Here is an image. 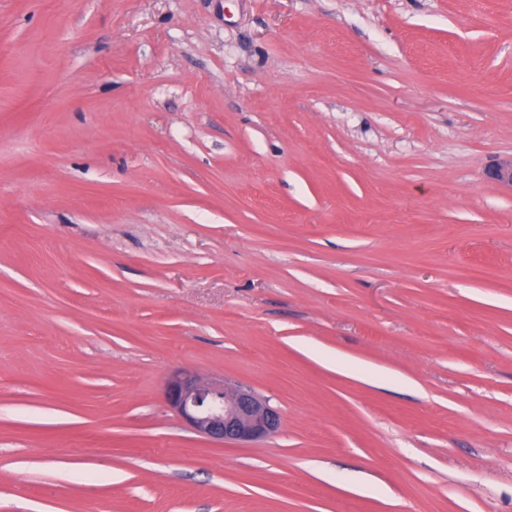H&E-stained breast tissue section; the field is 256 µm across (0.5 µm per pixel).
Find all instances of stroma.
<instances>
[{
  "instance_id": "stroma-1",
  "label": "stroma",
  "mask_w": 512,
  "mask_h": 512,
  "mask_svg": "<svg viewBox=\"0 0 512 512\" xmlns=\"http://www.w3.org/2000/svg\"><path fill=\"white\" fill-rule=\"evenodd\" d=\"M510 157L512 0H0V512H512ZM164 399L193 431L223 446L266 439L282 426L280 412L250 388L204 380L187 369L168 377Z\"/></svg>"
}]
</instances>
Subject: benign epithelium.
Returning a JSON list of instances; mask_svg holds the SVG:
<instances>
[{
    "label": "benign epithelium",
    "instance_id": "7a95c632",
    "mask_svg": "<svg viewBox=\"0 0 512 512\" xmlns=\"http://www.w3.org/2000/svg\"><path fill=\"white\" fill-rule=\"evenodd\" d=\"M489 177L512 188V159L496 163ZM164 399L193 431L225 446L266 439L282 426L280 412L250 388L204 380L187 369L168 377Z\"/></svg>",
    "mask_w": 512,
    "mask_h": 512
}]
</instances>
